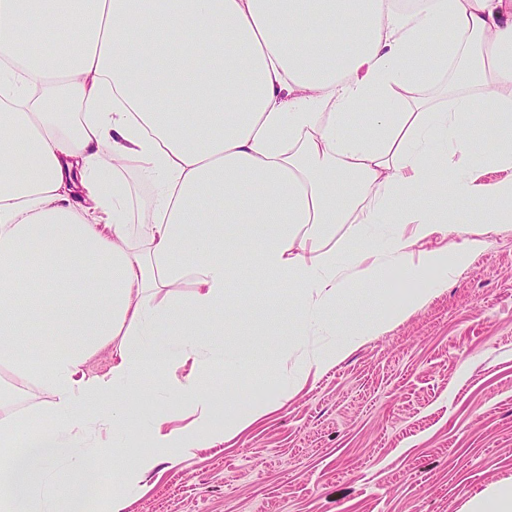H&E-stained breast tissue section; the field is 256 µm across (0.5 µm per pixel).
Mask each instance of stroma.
I'll return each instance as SVG.
<instances>
[{"mask_svg": "<svg viewBox=\"0 0 512 512\" xmlns=\"http://www.w3.org/2000/svg\"><path fill=\"white\" fill-rule=\"evenodd\" d=\"M408 319L310 379L228 443L202 448L130 493L128 512H462L485 487L512 484V223ZM295 291L229 286L225 310L263 333L244 366L206 388L233 405L272 399L265 377L296 326ZM7 412L52 394L0 368Z\"/></svg>", "mask_w": 512, "mask_h": 512, "instance_id": "35a3bbf8", "label": "stroma"}]
</instances>
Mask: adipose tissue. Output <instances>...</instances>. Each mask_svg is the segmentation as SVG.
<instances>
[{"label": "adipose tissue", "instance_id": "1", "mask_svg": "<svg viewBox=\"0 0 512 512\" xmlns=\"http://www.w3.org/2000/svg\"><path fill=\"white\" fill-rule=\"evenodd\" d=\"M440 82L446 107L407 104ZM127 167L155 185L138 226ZM475 199L485 215L463 223ZM510 223L512 0H0V366L54 396L0 418V512H127V489L160 464L270 411L201 387L225 359L230 281L281 278L296 336L333 337L275 378L284 401L424 307L418 280L466 267ZM355 279L379 303L345 326ZM105 347L110 372L87 376ZM148 366L190 424H141ZM114 430L129 449L105 471Z\"/></svg>", "mask_w": 512, "mask_h": 512}]
</instances>
